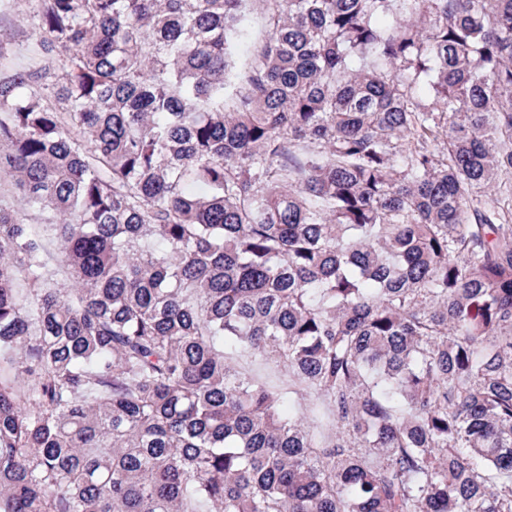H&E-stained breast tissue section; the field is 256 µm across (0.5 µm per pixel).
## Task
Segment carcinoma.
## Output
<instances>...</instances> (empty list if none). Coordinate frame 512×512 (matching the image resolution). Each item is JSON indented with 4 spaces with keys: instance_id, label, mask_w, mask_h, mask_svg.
I'll use <instances>...</instances> for the list:
<instances>
[{
    "instance_id": "obj_1",
    "label": "carcinoma",
    "mask_w": 512,
    "mask_h": 512,
    "mask_svg": "<svg viewBox=\"0 0 512 512\" xmlns=\"http://www.w3.org/2000/svg\"><path fill=\"white\" fill-rule=\"evenodd\" d=\"M38 2L0 512H512V0Z\"/></svg>"
}]
</instances>
